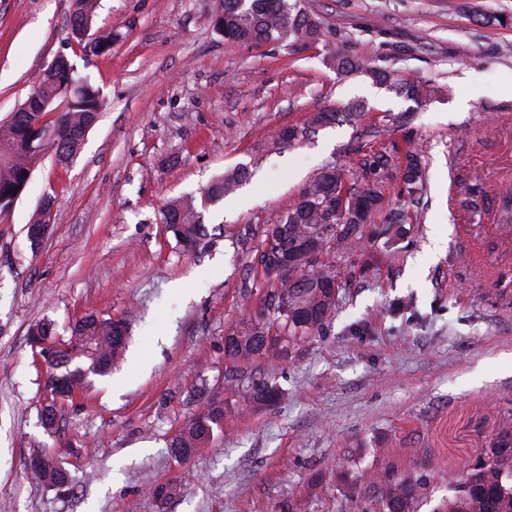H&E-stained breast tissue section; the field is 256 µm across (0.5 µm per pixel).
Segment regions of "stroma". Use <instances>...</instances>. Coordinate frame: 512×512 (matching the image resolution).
<instances>
[{"label":"stroma","mask_w":512,"mask_h":512,"mask_svg":"<svg viewBox=\"0 0 512 512\" xmlns=\"http://www.w3.org/2000/svg\"><path fill=\"white\" fill-rule=\"evenodd\" d=\"M308 2L323 36L300 50L225 41L221 0H97L93 25L114 41L96 56L68 39L69 0H0V125L61 54L105 101L73 164L45 146L0 209V512H378L358 476L388 468L434 472L415 505L434 512L512 431V229L499 222V190L512 186V0ZM395 44L412 47L401 74L440 86L428 103L327 65ZM355 99L365 109L346 117ZM325 109L340 121L310 127ZM286 127L305 136L283 148ZM410 148L425 192L383 173L386 199L410 219L390 237L388 212L376 213L365 244L332 257L335 315L263 366L282 400L226 415L206 447L174 460L173 435L206 397H228L224 330L262 307L263 227L323 166ZM250 162L237 194L207 201L225 169ZM47 196L50 230L34 252L24 228ZM182 196L209 231L189 254L162 222ZM435 239L445 246L432 256ZM89 312L130 317L125 360L58 401L45 431L46 368L28 328L49 318L66 340ZM37 443L74 475L70 491L29 471ZM172 481L182 495L160 504L153 487Z\"/></svg>","instance_id":"obj_1"}]
</instances>
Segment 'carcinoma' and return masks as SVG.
<instances>
[{
	"label": "carcinoma",
	"instance_id": "cac0c4a2",
	"mask_svg": "<svg viewBox=\"0 0 512 512\" xmlns=\"http://www.w3.org/2000/svg\"><path fill=\"white\" fill-rule=\"evenodd\" d=\"M95 0H71L69 35L85 52L103 54L112 44L113 34L102 30L92 39H84L87 26L93 23ZM224 39L243 46H254L288 39L297 47L313 45L322 35V26L305 0H222L221 18L214 22ZM389 56L384 65L341 52L329 59L330 68L338 76L363 73L379 86H387L418 105L438 94V87L418 78L404 77L393 70ZM73 76V66L64 57L56 58L38 87L37 98L27 97L11 119L0 125V207L10 206L23 192L29 178L31 159L43 144L49 126L65 127L73 134L53 145L55 156L65 163L80 153L85 136L98 122L104 100L98 90L85 84L80 90H68L66 82ZM398 165L406 191L415 194L423 190L424 171L417 151L405 152L402 162L389 154H375L360 161V168L374 173ZM253 172L245 164L224 171L207 189L212 198L234 194L248 183ZM347 174L342 167L325 166L306 185L297 203L280 216L277 223L263 230V251L257 260L266 275L274 279L267 290L265 311L254 318L241 320L226 330L228 346L224 359V390L238 397L235 404L212 399L205 409L174 436L171 444L179 448H198L207 443L214 427L220 426L224 415L234 406L258 408L279 399V388L266 376H256L249 367L258 359L267 362L288 357L289 350L320 335L331 313L321 314L307 323L291 319L289 311L313 307L318 303L320 284L336 278L330 256L338 250L360 243L365 227L374 213L388 205L379 181L374 179L353 192L346 188ZM344 190L354 199L346 208H338V192ZM165 212L171 224L181 226L172 232L176 244L187 251L195 250L206 236L199 222L194 202L175 200ZM309 244L312 255L288 270L278 273L266 260L264 249L272 252H293L301 244ZM285 337L283 344L266 343L272 328ZM72 335L82 336L92 346L88 355L76 358L80 352L74 342L54 344L47 358L51 372L68 371L69 389L84 391L91 377L106 376L124 361L126 345L113 338L110 318L89 314L77 320ZM484 462L474 464L456 481L454 494L442 500L436 512H512V434H500L493 446L481 451ZM429 475L401 476L386 470L361 477L379 503V512H414V504L426 488Z\"/></svg>",
	"mask_w": 512,
	"mask_h": 512
}]
</instances>
